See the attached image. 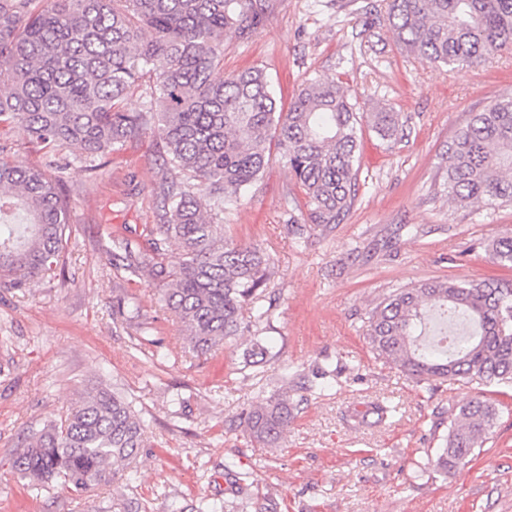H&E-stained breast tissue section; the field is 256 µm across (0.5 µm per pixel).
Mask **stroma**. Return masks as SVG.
I'll return each mask as SVG.
<instances>
[{"label":"stroma","instance_id":"obj_1","mask_svg":"<svg viewBox=\"0 0 512 512\" xmlns=\"http://www.w3.org/2000/svg\"><path fill=\"white\" fill-rule=\"evenodd\" d=\"M369 0H272L264 24L224 38V71L263 68L288 108L311 79L336 80L361 112L401 115L404 135L381 140L363 127L358 192L348 215L308 227L302 189L272 156L252 190L224 208V235L264 249L273 309L260 333L195 356L179 320L148 276L112 266V240L154 223L157 138L129 142L96 171L74 156L56 165L68 194L71 238L63 281L0 288V512H196L235 497L252 474V497L277 512H512V387L416 381L376 357L364 339L370 312L391 292L432 280L512 282L489 262L488 240L512 233V207H461L444 190L441 155L471 113L512 96V49L448 70L413 55ZM304 225L288 231L289 220ZM138 315L152 343L134 349ZM268 353L244 366L253 337ZM101 386L116 388L141 417L146 441L134 468L77 492L30 486L11 468L17 446ZM293 415L278 448L251 442L243 412L272 390ZM480 398L497 409L472 461L448 475L429 469L449 415ZM389 407L378 420L375 405Z\"/></svg>","mask_w":512,"mask_h":512}]
</instances>
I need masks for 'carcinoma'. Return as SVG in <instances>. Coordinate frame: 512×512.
I'll use <instances>...</instances> for the list:
<instances>
[{
  "instance_id": "cac0c4a2",
  "label": "carcinoma",
  "mask_w": 512,
  "mask_h": 512,
  "mask_svg": "<svg viewBox=\"0 0 512 512\" xmlns=\"http://www.w3.org/2000/svg\"><path fill=\"white\" fill-rule=\"evenodd\" d=\"M269 0H0V129L20 128L46 161L20 167L0 156V288L52 280L61 268L70 216L55 156L69 152L89 171L148 130L162 160L157 223L134 246L112 240L113 266L148 272L198 356L243 329V310L272 275L271 256L224 238V204L252 188L277 150L307 198L312 224H337L356 197L359 112L335 81L310 80L288 110L278 107L259 67L224 74V34L249 39ZM397 42L445 67L512 47V0H387ZM152 82L144 110L124 101ZM384 140L400 113H367ZM448 199L512 207V99L475 112L445 152ZM181 254L167 260L171 242ZM486 255L512 267V235ZM365 339L377 358L419 380L512 385V286L438 280L398 288L370 313ZM261 339L245 351L254 366ZM285 393L245 412L244 430L273 446L291 419ZM496 409L475 399L450 420L434 469L471 462L494 427ZM145 427L132 403L101 388L33 433L12 468L33 485L75 490L108 483L136 464ZM226 512H274L244 496Z\"/></svg>"
}]
</instances>
